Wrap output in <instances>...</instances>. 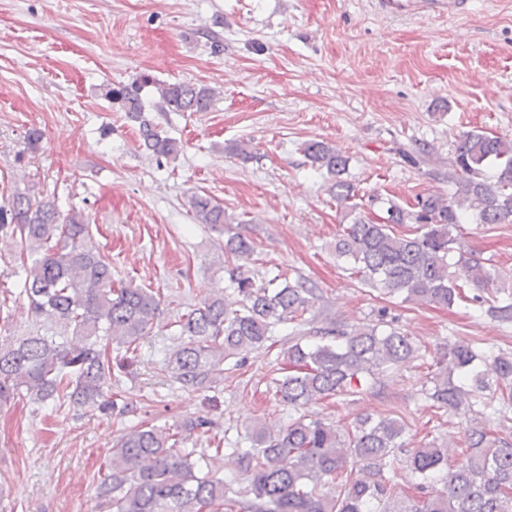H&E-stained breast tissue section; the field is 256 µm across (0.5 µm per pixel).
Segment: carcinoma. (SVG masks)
Wrapping results in <instances>:
<instances>
[{
    "instance_id": "obj_1",
    "label": "carcinoma",
    "mask_w": 512,
    "mask_h": 512,
    "mask_svg": "<svg viewBox=\"0 0 512 512\" xmlns=\"http://www.w3.org/2000/svg\"><path fill=\"white\" fill-rule=\"evenodd\" d=\"M163 112H206L216 90L190 82L155 85ZM137 85L106 84L102 96L138 123L141 144L157 160L174 161L183 145L165 135L144 115ZM302 152L312 165L334 179L336 201L350 203L354 188L343 178L347 158L336 145L310 140ZM382 214L358 215L337 235L336 258L359 281L404 302L450 308L459 301L512 323V294L493 304L479 294L495 273L479 258L456 252L453 232L463 224L512 223V140L484 130L464 133L448 162V194L418 196L402 206L369 197ZM194 220L220 228L224 206L209 195L189 199ZM397 227L408 232L398 234ZM0 232L19 247L21 291L33 317L50 321L72 336H0V408L26 398L57 409L119 411L126 398L112 387L133 374L141 340L161 315V301L150 288L112 276V260L93 243L82 213L64 214L56 198H37L30 187L17 188L0 204ZM224 250L240 264L230 273L234 300L215 294L176 321L180 347L170 372L191 390L224 380V362L244 363L245 354L275 340L279 327L294 325L293 343L283 352L285 371L272 378L275 398L292 408L354 394L361 380L376 385L380 376L415 358L411 340L392 321L387 307L375 322L338 324L313 313L316 289L305 281L276 275L256 283L251 268L254 247L229 238ZM465 264L469 296L452 268ZM314 340L301 327L315 320ZM427 397L439 411L478 405L480 394L495 386L499 407L493 414L508 420L512 408V355L478 350L455 342L437 360ZM464 427L465 460L448 468L447 449L436 440L420 444L408 456L417 477L408 494L385 476L397 449L404 447L406 424L389 416L358 420L342 430L319 419L300 416L271 433L253 431L251 446L213 434L207 416L189 422L188 431L210 445L214 455L231 446L246 461L247 485L233 490L224 479L203 471L207 449L183 447L181 431L142 422L114 441L106 464L109 474L98 487L107 512H512V443L486 427L484 411Z\"/></svg>"
}]
</instances>
